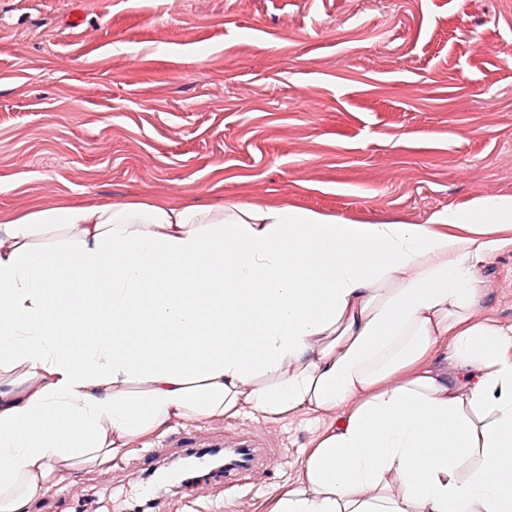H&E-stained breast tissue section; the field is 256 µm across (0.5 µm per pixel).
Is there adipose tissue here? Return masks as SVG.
<instances>
[{"label": "adipose tissue", "instance_id": "1", "mask_svg": "<svg viewBox=\"0 0 512 512\" xmlns=\"http://www.w3.org/2000/svg\"><path fill=\"white\" fill-rule=\"evenodd\" d=\"M55 226L79 230L63 270L34 243ZM509 228L511 195L424 224L233 199L1 222L0 512L171 420L244 407L339 413L269 512H512V325L471 315ZM443 336L455 379L428 364ZM467 457L483 466L462 478Z\"/></svg>", "mask_w": 512, "mask_h": 512}]
</instances>
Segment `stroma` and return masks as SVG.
Here are the masks:
<instances>
[{"instance_id":"obj_1","label":"stroma","mask_w":512,"mask_h":512,"mask_svg":"<svg viewBox=\"0 0 512 512\" xmlns=\"http://www.w3.org/2000/svg\"><path fill=\"white\" fill-rule=\"evenodd\" d=\"M82 8L80 29L66 23ZM512 195V0H0V220L238 198L422 224ZM474 320L512 324V245ZM330 417L176 420L31 512H268ZM261 435L274 468H182L176 435ZM163 451L146 474L142 455Z\"/></svg>"}]
</instances>
